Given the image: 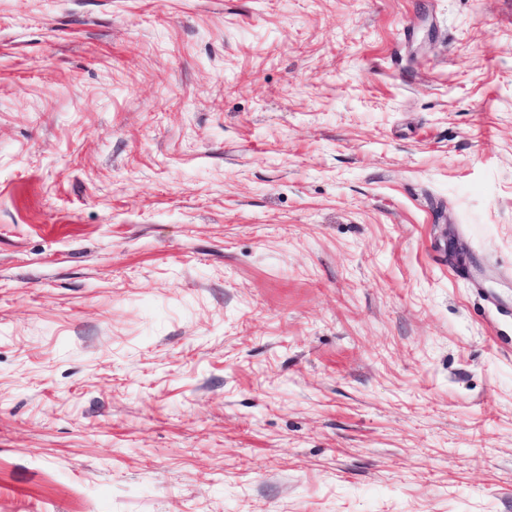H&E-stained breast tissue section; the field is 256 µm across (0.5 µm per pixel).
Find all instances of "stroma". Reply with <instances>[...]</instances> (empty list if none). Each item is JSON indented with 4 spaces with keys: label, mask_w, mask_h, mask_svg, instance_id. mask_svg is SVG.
I'll return each mask as SVG.
<instances>
[{
    "label": "stroma",
    "mask_w": 512,
    "mask_h": 512,
    "mask_svg": "<svg viewBox=\"0 0 512 512\" xmlns=\"http://www.w3.org/2000/svg\"><path fill=\"white\" fill-rule=\"evenodd\" d=\"M0 512H512V0H0Z\"/></svg>",
    "instance_id": "1"
}]
</instances>
